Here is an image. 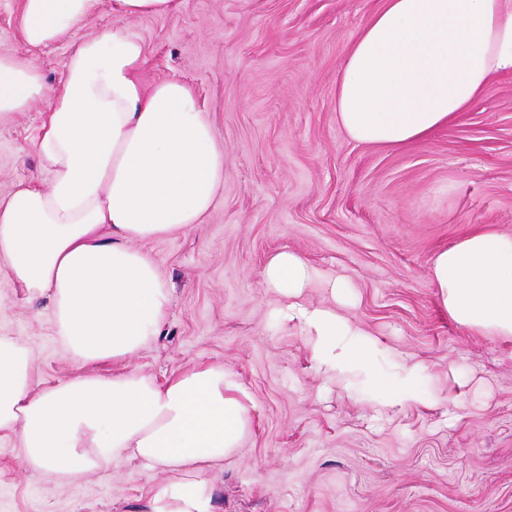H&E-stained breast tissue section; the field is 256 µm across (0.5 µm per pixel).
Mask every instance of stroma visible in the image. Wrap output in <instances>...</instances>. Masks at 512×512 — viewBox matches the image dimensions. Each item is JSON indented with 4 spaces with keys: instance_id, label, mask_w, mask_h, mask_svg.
<instances>
[{
    "instance_id": "1",
    "label": "stroma",
    "mask_w": 512,
    "mask_h": 512,
    "mask_svg": "<svg viewBox=\"0 0 512 512\" xmlns=\"http://www.w3.org/2000/svg\"><path fill=\"white\" fill-rule=\"evenodd\" d=\"M380 0H181L127 20L146 82L196 92L224 150L203 223L142 243L171 290L159 336L129 363L157 378L220 364L249 395L251 430L210 474L214 512H512V340L457 326L431 280L435 254L469 234H512V75L447 127L404 148L351 140L336 119L343 59ZM70 39L27 48L18 0H0V49L59 86ZM47 110L0 124V197L46 186L35 149ZM321 273L303 300L332 305L387 349L424 363L458 403L377 410L320 373L307 336L270 316L261 271L275 252ZM343 279L341 301L325 281ZM0 334L25 342L33 377L77 373L47 299L0 273ZM164 473L118 465L76 484L23 470L0 440V512H145Z\"/></svg>"
}]
</instances>
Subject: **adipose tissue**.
<instances>
[{
	"instance_id": "adipose-tissue-1",
	"label": "adipose tissue",
	"mask_w": 512,
	"mask_h": 512,
	"mask_svg": "<svg viewBox=\"0 0 512 512\" xmlns=\"http://www.w3.org/2000/svg\"><path fill=\"white\" fill-rule=\"evenodd\" d=\"M105 2L118 24L73 42L59 87L0 51V121L49 103L36 140L48 185L0 198V272L30 299L48 298L57 336L83 367L38 386L29 348L0 335V434L47 481L135 461L169 474L149 512H213L206 475L250 429L240 385L220 365L163 380L124 366L171 306L141 243L202 223L224 185V151L196 93L178 79L144 84V43L122 24L181 0H20V30L45 47ZM503 74H512V0H383L343 61L337 119L356 142L403 147L448 126ZM261 276L287 298L274 314L309 337L320 371L361 367L382 408L435 405L425 364H401L394 381L378 374L377 340L335 308L304 302L319 272L302 256L277 252ZM431 278L454 323L512 340V235L471 234L434 256ZM110 361L117 371L91 372Z\"/></svg>"
}]
</instances>
